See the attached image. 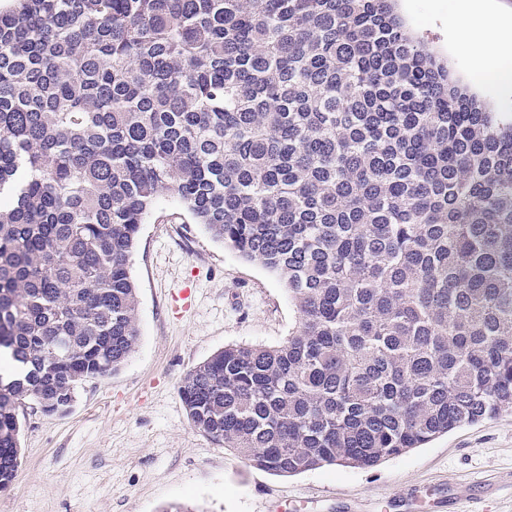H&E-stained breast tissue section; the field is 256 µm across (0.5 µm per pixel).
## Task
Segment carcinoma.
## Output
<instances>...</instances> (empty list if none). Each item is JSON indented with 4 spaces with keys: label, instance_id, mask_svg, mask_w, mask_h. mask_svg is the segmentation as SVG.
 Wrapping results in <instances>:
<instances>
[{
    "label": "carcinoma",
    "instance_id": "carcinoma-1",
    "mask_svg": "<svg viewBox=\"0 0 512 512\" xmlns=\"http://www.w3.org/2000/svg\"><path fill=\"white\" fill-rule=\"evenodd\" d=\"M162 197L298 315L179 386L249 465L371 468L512 411V117L395 0H5L0 491L25 410L69 414L137 351Z\"/></svg>",
    "mask_w": 512,
    "mask_h": 512
}]
</instances>
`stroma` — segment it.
Wrapping results in <instances>:
<instances>
[{"instance_id": "1", "label": "stroma", "mask_w": 512, "mask_h": 512, "mask_svg": "<svg viewBox=\"0 0 512 512\" xmlns=\"http://www.w3.org/2000/svg\"><path fill=\"white\" fill-rule=\"evenodd\" d=\"M456 0H398L459 84L497 112L512 94L473 85L454 49ZM131 274L139 296L136 353L80 389L65 416L28 413L23 456L0 512H448V482L497 485L512 512V412L457 428L369 469L326 466L283 477L255 468L194 431L179 395L193 366L231 344L274 346L297 323L283 284L211 238L175 199L142 225ZM194 291L190 307L173 299Z\"/></svg>"}]
</instances>
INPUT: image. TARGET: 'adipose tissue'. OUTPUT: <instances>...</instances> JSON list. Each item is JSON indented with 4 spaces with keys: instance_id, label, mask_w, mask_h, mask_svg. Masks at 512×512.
<instances>
[{
    "instance_id": "adipose-tissue-1",
    "label": "adipose tissue",
    "mask_w": 512,
    "mask_h": 512,
    "mask_svg": "<svg viewBox=\"0 0 512 512\" xmlns=\"http://www.w3.org/2000/svg\"><path fill=\"white\" fill-rule=\"evenodd\" d=\"M456 9L453 43L469 57L474 80L511 90L512 21L488 13L483 0H458Z\"/></svg>"
}]
</instances>
